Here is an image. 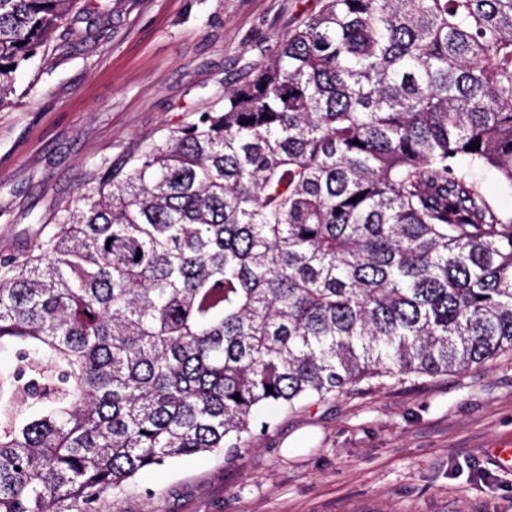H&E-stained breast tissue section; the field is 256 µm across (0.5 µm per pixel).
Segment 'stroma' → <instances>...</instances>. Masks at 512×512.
<instances>
[{"label":"stroma","mask_w":512,"mask_h":512,"mask_svg":"<svg viewBox=\"0 0 512 512\" xmlns=\"http://www.w3.org/2000/svg\"><path fill=\"white\" fill-rule=\"evenodd\" d=\"M319 0H109L96 26L17 77L0 111V252L27 248L89 175L122 162L224 85ZM512 355L277 415L231 460L149 470L112 512H512Z\"/></svg>","instance_id":"35a3bbf8"}]
</instances>
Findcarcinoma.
Here are the masks:
<instances>
[{"label":"carcinoma","instance_id":"obj_1","mask_svg":"<svg viewBox=\"0 0 512 512\" xmlns=\"http://www.w3.org/2000/svg\"><path fill=\"white\" fill-rule=\"evenodd\" d=\"M320 2L0 254V512H103L266 408L512 353V209L460 165L512 195V0ZM106 9L0 0V110ZM474 174L480 181L482 190L488 198L504 207L512 208L511 196L501 190L498 178L493 171L476 169Z\"/></svg>","mask_w":512,"mask_h":512}]
</instances>
